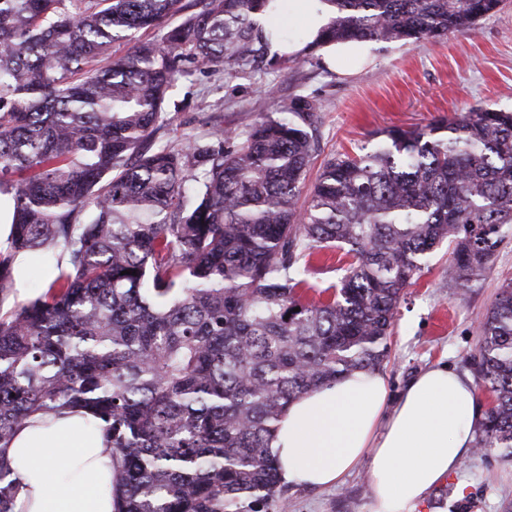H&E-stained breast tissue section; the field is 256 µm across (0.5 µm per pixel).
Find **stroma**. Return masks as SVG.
I'll use <instances>...</instances> for the list:
<instances>
[{
	"mask_svg": "<svg viewBox=\"0 0 512 512\" xmlns=\"http://www.w3.org/2000/svg\"><path fill=\"white\" fill-rule=\"evenodd\" d=\"M298 95L317 106L312 179L331 157L359 153L373 133L423 126L477 106L512 111V0L471 31L440 40L372 43L370 61L348 63L340 73L314 48L276 71L229 66L220 76L183 78L170 93L178 108L158 138L180 150L211 126L240 127L248 116L288 105ZM503 236L493 262L471 287L449 284L452 256L443 246L405 289L383 370L392 394L438 362L469 374L478 325L502 281L512 278V224ZM348 261L336 248L316 254L303 286L307 296L337 285L338 269ZM370 496L368 473L361 469L337 488L281 486L262 512H366ZM418 512H512V459L497 449L471 451L457 472L426 493Z\"/></svg>",
	"mask_w": 512,
	"mask_h": 512,
	"instance_id": "stroma-1",
	"label": "stroma"
}]
</instances>
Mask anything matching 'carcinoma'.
Segmentation results:
<instances>
[{
  "instance_id": "obj_1",
  "label": "carcinoma",
  "mask_w": 512,
  "mask_h": 512,
  "mask_svg": "<svg viewBox=\"0 0 512 512\" xmlns=\"http://www.w3.org/2000/svg\"><path fill=\"white\" fill-rule=\"evenodd\" d=\"M323 41L412 43L471 31L503 0H324ZM285 0H0V305L14 259L47 290L0 315V448L36 412L106 424L118 512H254L280 479L287 406L381 370L404 290L443 244L467 288L512 224V111L390 128L327 160L306 204L315 104L158 143L168 91L194 72L288 62L254 15ZM180 21L173 23L171 19ZM166 25L158 42L112 44ZM345 248L339 287L301 293L306 258ZM136 274H131V271ZM472 369L493 396L475 447L512 456V281L479 323ZM15 482L0 459V512Z\"/></svg>"
}]
</instances>
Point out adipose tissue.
Segmentation results:
<instances>
[{"label": "adipose tissue", "mask_w": 512, "mask_h": 512, "mask_svg": "<svg viewBox=\"0 0 512 512\" xmlns=\"http://www.w3.org/2000/svg\"><path fill=\"white\" fill-rule=\"evenodd\" d=\"M329 13L325 0H288L301 29L289 53L318 42ZM478 419L472 381L448 365L423 370L395 398L382 372H355L292 401L270 452L282 484L328 488L363 467L367 512H416L470 453ZM0 457L18 487L11 512H117L119 460L104 422L87 410L32 414Z\"/></svg>", "instance_id": "1"}]
</instances>
